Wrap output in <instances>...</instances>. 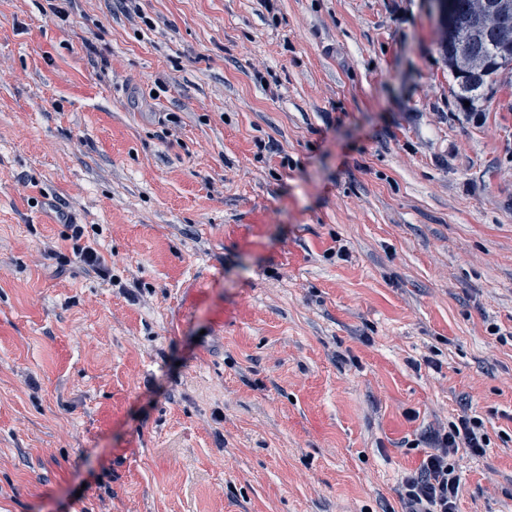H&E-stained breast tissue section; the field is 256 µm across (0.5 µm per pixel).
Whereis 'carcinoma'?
<instances>
[{
    "instance_id": "carcinoma-1",
    "label": "carcinoma",
    "mask_w": 512,
    "mask_h": 512,
    "mask_svg": "<svg viewBox=\"0 0 512 512\" xmlns=\"http://www.w3.org/2000/svg\"><path fill=\"white\" fill-rule=\"evenodd\" d=\"M438 12V50L459 98L480 95L490 79L512 73V0H450Z\"/></svg>"
}]
</instances>
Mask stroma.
<instances>
[{"mask_svg":"<svg viewBox=\"0 0 512 512\" xmlns=\"http://www.w3.org/2000/svg\"><path fill=\"white\" fill-rule=\"evenodd\" d=\"M437 36L0 0V512H398L465 411L458 510L512 512V74L468 120ZM72 234L68 237L72 241V253L82 262L87 271L93 272L103 280H111V268L104 256L93 247L82 244L84 230L79 224H71Z\"/></svg>","mask_w":512,"mask_h":512,"instance_id":"stroma-1","label":"stroma"}]
</instances>
